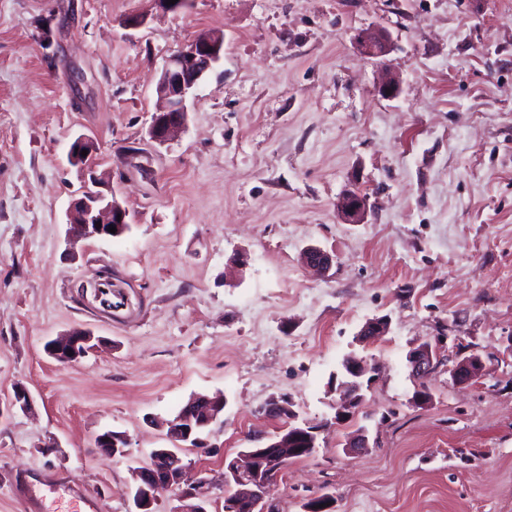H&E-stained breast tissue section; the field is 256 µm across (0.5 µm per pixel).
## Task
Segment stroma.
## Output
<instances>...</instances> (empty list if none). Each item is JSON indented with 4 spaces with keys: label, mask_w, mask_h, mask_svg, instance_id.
Returning a JSON list of instances; mask_svg holds the SVG:
<instances>
[{
    "label": "stroma",
    "mask_w": 512,
    "mask_h": 512,
    "mask_svg": "<svg viewBox=\"0 0 512 512\" xmlns=\"http://www.w3.org/2000/svg\"><path fill=\"white\" fill-rule=\"evenodd\" d=\"M146 17L135 30L123 20ZM219 31L224 47L174 140L148 135L166 56ZM386 33V59L359 34ZM399 93L378 91L383 67ZM97 141L92 170L67 159ZM130 211L126 234L68 244L66 212L90 174ZM369 197L363 223L336 211ZM317 245L336 261L319 277ZM107 278L120 297L90 294ZM389 332L361 344L374 317ZM80 327L99 348L70 365L47 341ZM445 337L418 406L407 355ZM477 383L448 372L460 347ZM378 366L336 423L348 354ZM26 388L31 412L13 407ZM223 393L222 423L185 448L172 512L196 482L224 512V458L279 430L272 397L321 426L289 462L278 512L330 494L336 512H512V0H0V512H131V470L169 447L163 420L195 393ZM366 429L369 448L348 452ZM127 436L105 456L96 434ZM87 150L88 154L82 156L81 152ZM96 145L91 137L79 136L74 139L69 148V159L74 165H81L86 167L90 159L96 153ZM89 160V161H88ZM306 264L322 274L330 271L336 260L329 252L317 245H309L304 251ZM451 379L456 384H469L479 381L485 375V365L481 356L474 354L463 360L457 358L449 370Z\"/></svg>",
    "instance_id": "35a3bbf8"
}]
</instances>
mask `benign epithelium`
Listing matches in <instances>:
<instances>
[{
    "label": "benign epithelium",
    "instance_id": "7a95c632",
    "mask_svg": "<svg viewBox=\"0 0 512 512\" xmlns=\"http://www.w3.org/2000/svg\"><path fill=\"white\" fill-rule=\"evenodd\" d=\"M359 51L369 58H384L391 52L388 36L379 32H365L358 37ZM224 46V36L218 32L202 34L186 46L171 53L165 60L156 86L157 106L148 128L149 138L158 144L168 142L174 133L185 125L188 103L212 65L219 60ZM88 154L81 155L82 151ZM96 153L92 138L79 136L69 148V159L75 165L85 166ZM100 182L92 180V187L84 189L73 199L67 210V224L73 228L72 244L82 240L114 238L125 234L129 228V210L116 196H107L98 190ZM369 207V198L356 191H348L337 203V210L346 224H361ZM116 232H109V226ZM306 264L322 274L330 271L335 258L317 245H309L304 251ZM390 321L381 316L364 323L357 333V341L367 343L385 335ZM93 335L82 328L49 342L47 354L55 361L70 364L83 357L91 348ZM439 364L438 347L431 343H419L408 354V367L412 378L421 382ZM365 361L347 357L340 367V399L336 403V423L349 418L363 401L364 381L374 380L368 375ZM485 375L481 356L474 354L458 359L450 368V376L456 384L479 381ZM185 414L169 422L168 437L171 448H156L149 462L132 469L133 512H152L153 505L162 495L173 490L181 479L185 467L179 456L182 444L191 442L193 447H203L201 434L217 423L224 413V395H199L184 405ZM267 413L288 419L277 437L262 436L259 443L224 457V512H273L269 503L270 485L287 464L288 454L313 455L317 449L320 430L309 424L296 422V415L279 398H271L263 406ZM97 447L112 456L125 455V447L118 444L115 435L105 431L96 435ZM189 496L196 503L177 512H208L211 497L206 485H199Z\"/></svg>",
    "mask_w": 512,
    "mask_h": 512
}]
</instances>
